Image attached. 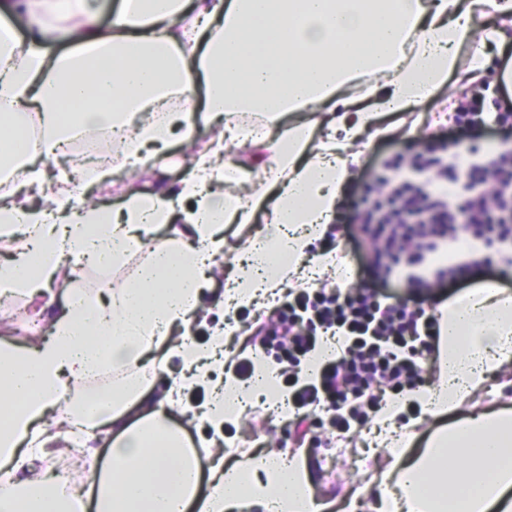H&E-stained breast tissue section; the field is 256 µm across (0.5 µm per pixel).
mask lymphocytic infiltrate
Instances as JSON below:
<instances>
[{"label":"lymphocytic infiltrate","instance_id":"f902f5d3","mask_svg":"<svg viewBox=\"0 0 512 512\" xmlns=\"http://www.w3.org/2000/svg\"><path fill=\"white\" fill-rule=\"evenodd\" d=\"M455 123L470 140L512 135V94L475 95L460 102ZM377 179L386 200L359 212L352 234L374 243L377 288H292L276 307V320L257 325L252 343L298 368L325 337L336 338L339 355L326 362L320 380L297 388L295 409L335 412L338 432L379 414L389 397L419 390L426 366L440 354L436 315L409 307L387 289L393 279L419 294L431 284L459 278L470 255L495 250L512 263V151L486 159L420 154L387 157Z\"/></svg>","mask_w":512,"mask_h":512}]
</instances>
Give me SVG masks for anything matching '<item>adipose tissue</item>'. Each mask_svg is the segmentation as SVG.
<instances>
[{
	"mask_svg": "<svg viewBox=\"0 0 512 512\" xmlns=\"http://www.w3.org/2000/svg\"><path fill=\"white\" fill-rule=\"evenodd\" d=\"M19 4L36 31L22 41L0 21V169L21 177L0 193V236L20 227L26 238L0 264V297L47 294L65 254L116 269L159 227L177 230L109 300L79 288L71 270L50 340L0 343V512H85L64 470L32 465L53 455L60 424L110 440L92 478L95 512H322L303 452L232 464L224 455L225 425L255 394L287 405L274 367L255 356L256 390L214 368L239 308L339 267L312 247L336 218L350 165L387 134L386 116L442 93L465 46L476 79L512 82L484 52L505 48L502 31L473 23L483 6L512 19V0H120L106 28V0ZM58 40L64 50H53ZM245 112L251 122H240ZM200 116L218 128L213 146L186 155L175 184L144 185L114 211L86 203L63 177L31 205L25 189L41 184V160L82 135L111 128L123 166L166 172L173 136L192 142ZM30 123L41 130L36 147L20 140ZM259 204L264 233L242 245L222 324L206 344H167L173 329L208 315L201 295L224 227L251 223ZM447 309L437 383L373 420L385 465L358 494L374 512H512V410L455 417L492 375L512 370V290L481 283ZM105 368L108 389L75 396ZM162 374L166 387L152 393ZM196 388L208 399L185 405ZM412 402L439 422L416 454L404 422ZM174 408L207 431L200 447L171 424Z\"/></svg>",
	"mask_w": 512,
	"mask_h": 512,
	"instance_id": "ef3b65f1",
	"label": "adipose tissue"
}]
</instances>
